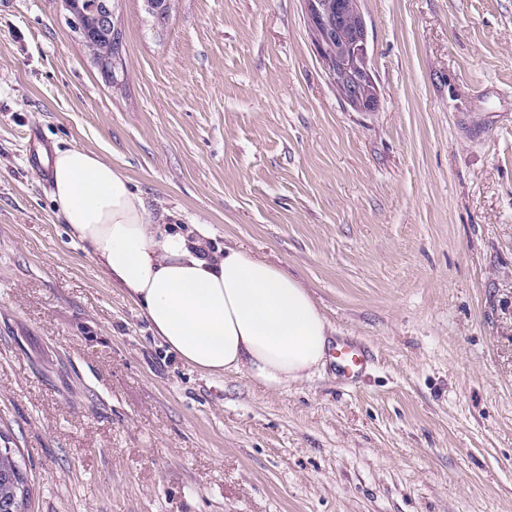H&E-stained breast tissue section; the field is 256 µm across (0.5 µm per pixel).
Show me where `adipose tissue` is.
Wrapping results in <instances>:
<instances>
[{
    "label": "adipose tissue",
    "instance_id": "adipose-tissue-1",
    "mask_svg": "<svg viewBox=\"0 0 512 512\" xmlns=\"http://www.w3.org/2000/svg\"><path fill=\"white\" fill-rule=\"evenodd\" d=\"M50 175L72 236L186 364L242 372L272 392L324 366L330 324L280 266L239 247L209 248L202 224L149 223L125 173L86 149L55 150Z\"/></svg>",
    "mask_w": 512,
    "mask_h": 512
}]
</instances>
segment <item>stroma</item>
<instances>
[{
  "label": "stroma",
  "instance_id": "stroma-1",
  "mask_svg": "<svg viewBox=\"0 0 512 512\" xmlns=\"http://www.w3.org/2000/svg\"><path fill=\"white\" fill-rule=\"evenodd\" d=\"M360 4L369 113L303 0H118L115 86L63 0H0V448L29 512H512V0ZM33 132L151 223L282 263L368 375L184 363L72 239Z\"/></svg>",
  "mask_w": 512,
  "mask_h": 512
}]
</instances>
